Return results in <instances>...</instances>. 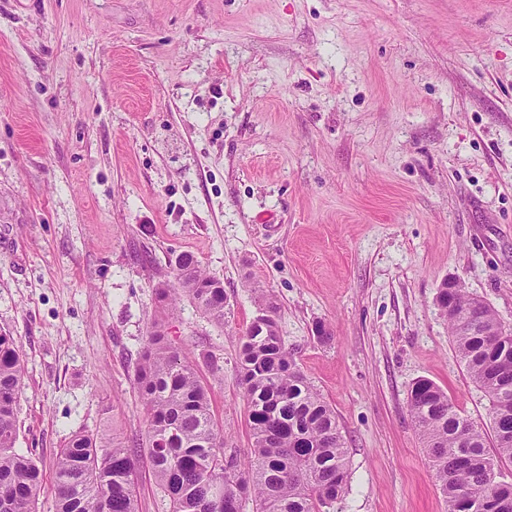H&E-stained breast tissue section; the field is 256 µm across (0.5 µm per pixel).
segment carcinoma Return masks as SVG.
<instances>
[{
    "label": "carcinoma",
    "instance_id": "carcinoma-1",
    "mask_svg": "<svg viewBox=\"0 0 512 512\" xmlns=\"http://www.w3.org/2000/svg\"><path fill=\"white\" fill-rule=\"evenodd\" d=\"M173 285L159 298L189 296L224 324V285L190 254L177 256ZM471 380L490 402L495 453L485 433L427 378L414 382L408 406L435 470L447 512H512V330L463 288L437 296ZM272 316L254 320L240 338L239 367L252 436L243 465L224 453V428L196 365L153 328L145 336L135 383L146 411V450L168 512H329L348 489L349 465L334 409L285 347L273 298ZM25 365L14 337L0 333V512H36L39 462L15 448L16 413ZM137 458L89 430L73 433L54 471L55 512H139Z\"/></svg>",
    "mask_w": 512,
    "mask_h": 512
}]
</instances>
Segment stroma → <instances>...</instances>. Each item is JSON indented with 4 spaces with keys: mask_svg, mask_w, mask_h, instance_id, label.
Segmentation results:
<instances>
[{
    "mask_svg": "<svg viewBox=\"0 0 512 512\" xmlns=\"http://www.w3.org/2000/svg\"><path fill=\"white\" fill-rule=\"evenodd\" d=\"M181 253L223 282V324L185 296L164 314ZM447 280L512 327V0H0V332L36 512L73 431L144 445L156 324L248 461L237 357L263 294L349 450L331 512H445L413 383L492 423Z\"/></svg>",
    "mask_w": 512,
    "mask_h": 512,
    "instance_id": "35a3bbf8",
    "label": "stroma"
}]
</instances>
